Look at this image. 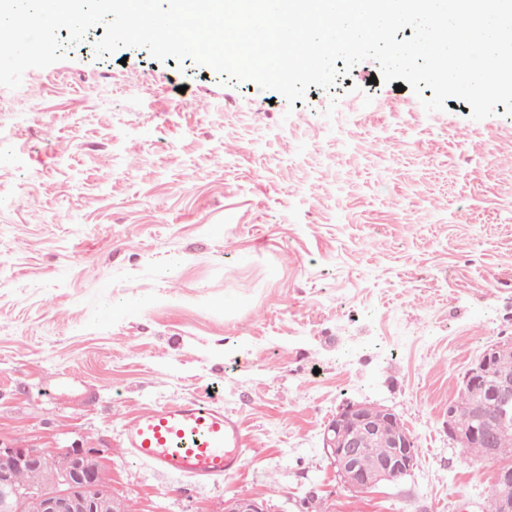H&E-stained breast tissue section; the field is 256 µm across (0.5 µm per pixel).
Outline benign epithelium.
I'll return each mask as SVG.
<instances>
[{
	"instance_id": "7a95c632",
	"label": "benign epithelium",
	"mask_w": 512,
	"mask_h": 512,
	"mask_svg": "<svg viewBox=\"0 0 512 512\" xmlns=\"http://www.w3.org/2000/svg\"><path fill=\"white\" fill-rule=\"evenodd\" d=\"M512 358V342L503 341L485 351L474 361V368L464 377L463 389L482 391L496 406L498 425L512 426V375L501 372L492 385L482 383V376ZM372 406L362 402L343 404L323 435V448L346 486L361 484L366 489L397 481L417 466L411 452L412 435L398 424L387 437L395 452L377 461L369 470L358 466L363 440L378 433L382 420L370 414ZM448 438L466 448L470 441L485 434L481 416H472L469 424L456 421V406H448ZM31 468L36 474H48L47 485L31 487L16 482L18 469ZM100 464L82 452L60 457L38 448H0V512H17L18 507L33 502L37 512H109V503L100 492L103 484ZM224 512H266L265 502L256 498L234 497L224 504ZM489 512H512V467L500 466L490 496Z\"/></svg>"
}]
</instances>
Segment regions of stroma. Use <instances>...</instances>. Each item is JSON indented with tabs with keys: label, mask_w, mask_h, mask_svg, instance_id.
<instances>
[{
	"label": "stroma",
	"mask_w": 512,
	"mask_h": 512,
	"mask_svg": "<svg viewBox=\"0 0 512 512\" xmlns=\"http://www.w3.org/2000/svg\"><path fill=\"white\" fill-rule=\"evenodd\" d=\"M104 34L0 86V446L94 450L129 512H488L497 463L446 408L512 340L504 105L429 113L365 60L290 106L190 59L95 58ZM209 395L241 474L199 487L122 453L124 413ZM346 401L401 420L411 475L344 486L322 436Z\"/></svg>",
	"instance_id": "stroma-1"
}]
</instances>
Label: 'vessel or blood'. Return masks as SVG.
<instances>
[{"instance_id": "vessel-or-blood-1", "label": "vessel or blood", "mask_w": 512, "mask_h": 512, "mask_svg": "<svg viewBox=\"0 0 512 512\" xmlns=\"http://www.w3.org/2000/svg\"><path fill=\"white\" fill-rule=\"evenodd\" d=\"M120 446L133 461L205 485L243 467L240 422L209 398L194 397L125 413Z\"/></svg>"}]
</instances>
